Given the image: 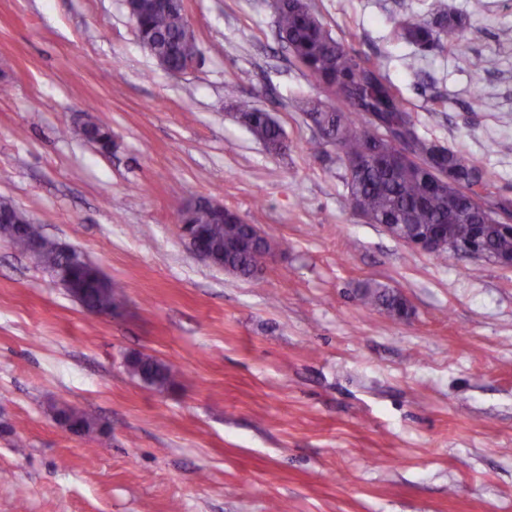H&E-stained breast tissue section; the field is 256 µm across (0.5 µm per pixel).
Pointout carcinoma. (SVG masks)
Returning <instances> with one entry per match:
<instances>
[{"mask_svg":"<svg viewBox=\"0 0 512 512\" xmlns=\"http://www.w3.org/2000/svg\"><path fill=\"white\" fill-rule=\"evenodd\" d=\"M137 36L143 46L155 50L154 57L170 73L186 67L180 48L195 41L187 28L182 8L177 4L156 5V0H136ZM276 34L295 60L331 100V104L308 101L307 114L316 127L336 138L343 156L358 162L346 181L350 206L361 209L377 224L401 219L419 235L435 233L448 226V188L480 184L487 192L491 182L483 178L477 162L421 136L414 117L381 72L378 64L335 39L311 9L308 0H286L276 6ZM401 35L425 52L443 49L440 33L460 40L468 29L460 18L439 16L433 20L411 19L397 22ZM236 119L265 148L274 154L288 150L284 132L271 113L244 99L235 100ZM449 182L439 184L440 175ZM189 223L199 224L211 243L224 248V260L238 267L240 277L249 278L266 265L268 249L239 241L230 225L240 223L237 212L224 209L220 220L203 205H183ZM460 222L451 225L458 237L468 236L477 215L465 196L456 204ZM489 249L500 258L512 260V229L490 226L477 230ZM13 245L28 254L36 265L51 273L66 264L82 287L89 290L88 303L97 301L117 309L122 305L113 290L100 291L91 285L85 255L74 250L59 251L58 241L44 235L40 225H25L24 234ZM359 299L392 320L408 316L403 298L383 284L368 281L359 289ZM130 375L144 385L164 390L176 383L177 372L169 363L151 355H134L126 361ZM57 413L74 420L89 435L101 429L99 419L68 404Z\"/></svg>","mask_w":512,"mask_h":512,"instance_id":"obj_1","label":"carcinoma"}]
</instances>
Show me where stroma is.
<instances>
[{
    "label": "stroma",
    "instance_id": "35a3bbf8",
    "mask_svg": "<svg viewBox=\"0 0 512 512\" xmlns=\"http://www.w3.org/2000/svg\"><path fill=\"white\" fill-rule=\"evenodd\" d=\"M381 65L421 135L512 200V0H308ZM199 57L165 71L126 0H0V200L84 252L122 306L94 317L0 241V512H512V267L410 248L347 201L340 151L298 106L326 95L272 0H183ZM463 16L423 54L395 21ZM270 112L269 153L234 116ZM497 103L485 111V100ZM112 131L100 152L84 116ZM275 243L255 278L197 260L182 204ZM366 281L410 315L365 308ZM173 364L159 392L124 365ZM97 415L83 439L53 417ZM234 106L236 119L262 142L269 152L280 154L288 150V145L283 141L285 135L282 127L270 112L258 109L244 99L235 100ZM63 405V408L60 409L59 406H56L54 413L57 410V414L65 415L74 420L86 435L100 431L102 425L94 414L88 413L80 408L72 407L69 404Z\"/></svg>",
    "mask_w": 512,
    "mask_h": 512
}]
</instances>
